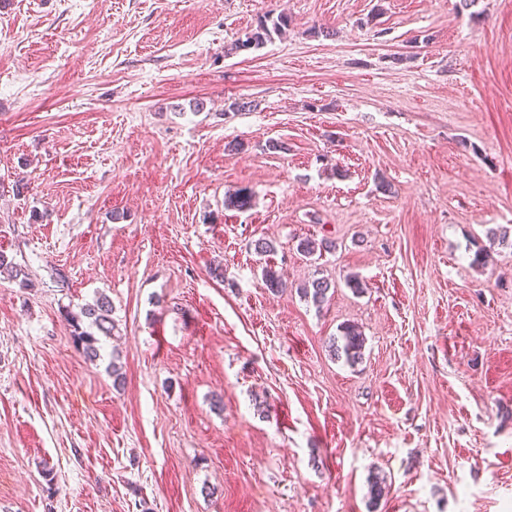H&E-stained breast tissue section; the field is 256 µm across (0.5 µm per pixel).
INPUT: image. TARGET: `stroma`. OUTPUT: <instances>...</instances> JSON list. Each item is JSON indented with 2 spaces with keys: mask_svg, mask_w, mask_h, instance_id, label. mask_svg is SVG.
<instances>
[{
  "mask_svg": "<svg viewBox=\"0 0 512 512\" xmlns=\"http://www.w3.org/2000/svg\"><path fill=\"white\" fill-rule=\"evenodd\" d=\"M501 226L512 0H0V512H512ZM288 27V19L281 15L276 20H272V28L270 29L267 20L260 21L255 30L245 34V39H238L230 47L231 51H247L252 48H258L267 40H270L272 34H282ZM331 288L334 286L329 280L314 278L298 288V293L305 301L312 302L316 308H320L328 301ZM66 315L73 328L74 341L83 355L91 361L99 359L101 339L98 336L112 338L116 329L110 301L106 296H99L93 303L80 307L79 312L66 310ZM365 338L359 328L353 324H345L340 329L339 336L329 341V351L337 360H343L353 366L362 360Z\"/></svg>",
  "mask_w": 512,
  "mask_h": 512,
  "instance_id": "35a3bbf8",
  "label": "stroma"
}]
</instances>
